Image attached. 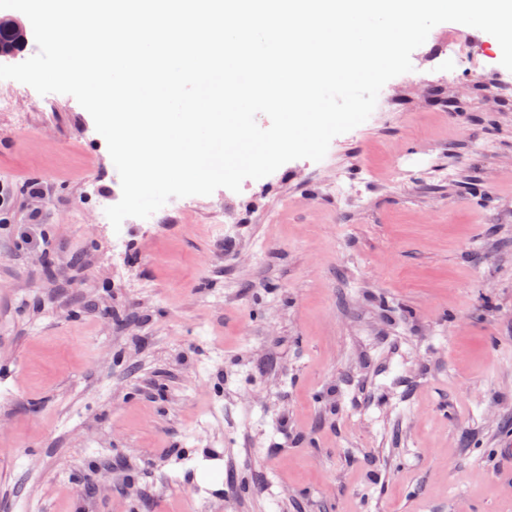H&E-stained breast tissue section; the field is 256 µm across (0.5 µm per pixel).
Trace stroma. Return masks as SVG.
Returning <instances> with one entry per match:
<instances>
[{
    "label": "stroma",
    "instance_id": "stroma-1",
    "mask_svg": "<svg viewBox=\"0 0 512 512\" xmlns=\"http://www.w3.org/2000/svg\"><path fill=\"white\" fill-rule=\"evenodd\" d=\"M465 33L480 67L435 26L393 111L248 180L229 240L218 189L123 261L91 115L0 80L4 215L50 243L0 233V512H512V89Z\"/></svg>",
    "mask_w": 512,
    "mask_h": 512
}]
</instances>
